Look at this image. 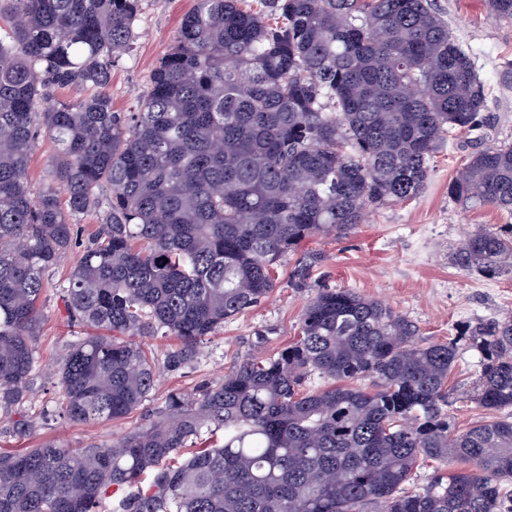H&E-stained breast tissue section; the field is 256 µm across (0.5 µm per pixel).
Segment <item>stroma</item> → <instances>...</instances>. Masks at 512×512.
Here are the masks:
<instances>
[{
    "mask_svg": "<svg viewBox=\"0 0 512 512\" xmlns=\"http://www.w3.org/2000/svg\"><path fill=\"white\" fill-rule=\"evenodd\" d=\"M454 38L469 51L485 84L484 122L469 132L451 133L435 153L424 192L368 212L362 224L340 237H314L277 264L272 294L209 336L193 363L162 372L159 386L139 409L121 420L75 424L53 411L59 392L57 364L84 327L69 323L64 302L66 280L80 252L71 250L45 275L40 300L37 344L41 361L33 398L0 409V451L36 448L55 441L72 448L108 445L152 419L169 391L193 392L217 382L242 361L268 358L288 346L317 289H349L379 299L405 314L420 329L422 342L454 337L466 325L491 321L512 312V275L494 279L464 271L451 253L477 226L504 232L512 213L491 205L465 207L449 191L469 154L478 148L512 144V21L493 19L484 0H434ZM196 0H145L135 27L133 48L112 69V108L128 112L147 92V77L173 46L185 14ZM478 356L462 350L450 381L456 390L448 412L459 429L489 418L471 397ZM31 424L27 436L16 435L14 420Z\"/></svg>",
    "mask_w": 512,
    "mask_h": 512,
    "instance_id": "obj_1",
    "label": "stroma"
}]
</instances>
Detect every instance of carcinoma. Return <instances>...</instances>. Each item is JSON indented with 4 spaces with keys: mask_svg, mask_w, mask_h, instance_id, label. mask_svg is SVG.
I'll use <instances>...</instances> for the list:
<instances>
[{
    "mask_svg": "<svg viewBox=\"0 0 512 512\" xmlns=\"http://www.w3.org/2000/svg\"><path fill=\"white\" fill-rule=\"evenodd\" d=\"M512 20V0H487ZM143 0H0V406L39 371L43 276L98 215L65 287L71 321L111 333L71 344L55 408L126 417L158 370L269 297L274 265L371 208L420 195L446 135L470 130L485 88L433 0H198L133 112L112 111V66ZM90 94L60 101L56 88ZM57 152L43 184L37 136ZM512 210V145L472 153L450 186ZM454 262L512 275V232L468 234ZM175 336L164 362L131 341ZM388 304L319 289L299 334L110 446L0 452V512H512V419L453 428L448 378L479 355L473 399L512 407V316L422 345ZM335 385L307 389L315 378ZM362 381L370 387L357 386ZM223 442L198 446L202 434ZM184 448L193 452L179 458ZM432 462L428 480L405 488ZM151 476L148 486L143 476ZM55 152L53 142L44 134L36 140L28 166V183L31 187H38L46 174L48 160Z\"/></svg>",
    "mask_w": 512,
    "mask_h": 512,
    "instance_id": "1",
    "label": "carcinoma"
}]
</instances>
